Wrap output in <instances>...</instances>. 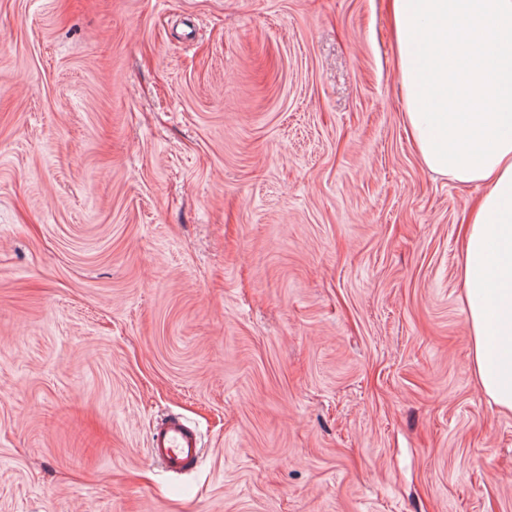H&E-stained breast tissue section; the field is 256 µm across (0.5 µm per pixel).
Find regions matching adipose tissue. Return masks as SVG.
Masks as SVG:
<instances>
[{
	"mask_svg": "<svg viewBox=\"0 0 512 512\" xmlns=\"http://www.w3.org/2000/svg\"><path fill=\"white\" fill-rule=\"evenodd\" d=\"M390 12L422 164L481 189L459 279L476 383L512 411V0H390Z\"/></svg>",
	"mask_w": 512,
	"mask_h": 512,
	"instance_id": "adipose-tissue-1",
	"label": "adipose tissue"
}]
</instances>
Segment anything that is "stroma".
<instances>
[{"instance_id": "obj_1", "label": "stroma", "mask_w": 512, "mask_h": 512, "mask_svg": "<svg viewBox=\"0 0 512 512\" xmlns=\"http://www.w3.org/2000/svg\"><path fill=\"white\" fill-rule=\"evenodd\" d=\"M403 112L387 0H0V512H512ZM149 452L166 472L182 474L198 466L201 442L194 427L181 417L172 415L153 428Z\"/></svg>"}]
</instances>
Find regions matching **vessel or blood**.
Instances as JSON below:
<instances>
[{"label": "vessel or blood", "mask_w": 512, "mask_h": 512, "mask_svg": "<svg viewBox=\"0 0 512 512\" xmlns=\"http://www.w3.org/2000/svg\"><path fill=\"white\" fill-rule=\"evenodd\" d=\"M149 452L166 472L182 474L198 466L201 442L194 427L181 417L172 415L154 427Z\"/></svg>", "instance_id": "vessel-or-blood-1"}]
</instances>
